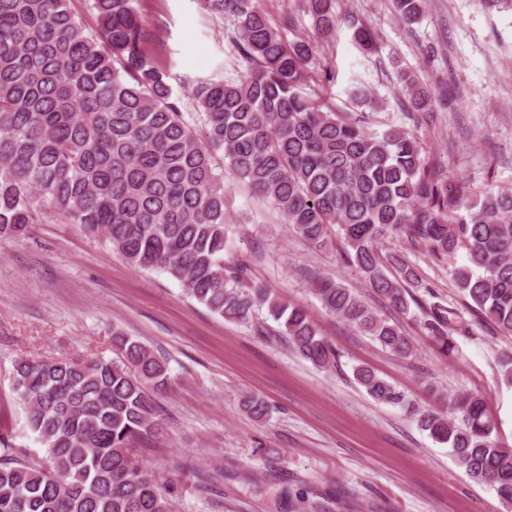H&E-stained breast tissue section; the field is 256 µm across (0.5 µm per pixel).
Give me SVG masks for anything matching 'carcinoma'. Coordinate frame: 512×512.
Masks as SVG:
<instances>
[{
	"label": "carcinoma",
	"instance_id": "carcinoma-1",
	"mask_svg": "<svg viewBox=\"0 0 512 512\" xmlns=\"http://www.w3.org/2000/svg\"><path fill=\"white\" fill-rule=\"evenodd\" d=\"M217 21L230 18L241 56L252 65L236 81H200L189 95L201 126L181 112L166 75L146 51L151 33L138 0H92L88 34L68 0H0V237L29 224H76L127 262L163 270L188 295L227 321L266 310L279 336L314 366L337 365L335 347L302 308L249 277L248 263L224 262V168L269 200L316 249L337 228L345 261L373 293L406 314L416 305L424 330L449 355L452 311L428 304L416 269L379 249L404 232L440 259L466 252L452 269L460 294L503 337H512V193L470 191L432 167L417 137L399 126L368 127L366 113H342L303 88L314 82V43L284 36L291 17L270 21L253 0H202ZM413 25L426 0H393ZM314 32L338 23L336 0H298ZM353 38L376 49L373 30L352 21ZM411 115L448 108L413 70L399 72ZM324 308L400 356L414 342L344 284L311 275ZM117 357L21 358L13 386L41 462L0 438V512H173L133 441L158 431L152 393L168 386L165 362L115 328ZM357 383L374 400L402 407L418 427L448 444L472 480L512 507V448L503 445L479 393L418 412L405 394L364 366ZM243 406L255 421L268 406Z\"/></svg>",
	"mask_w": 512,
	"mask_h": 512
}]
</instances>
